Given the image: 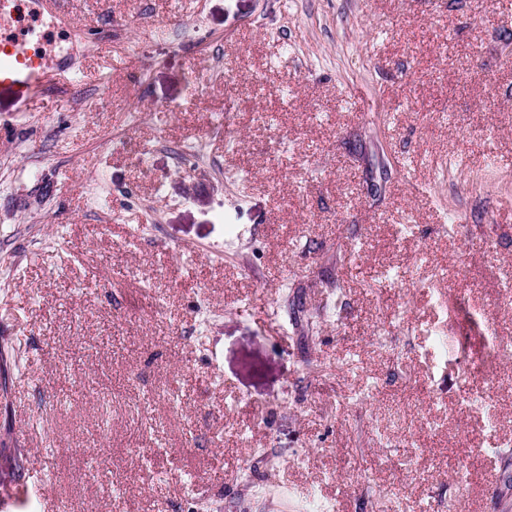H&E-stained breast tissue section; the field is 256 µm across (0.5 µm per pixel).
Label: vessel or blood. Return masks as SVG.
I'll return each instance as SVG.
<instances>
[{"instance_id":"1","label":"vessel or blood","mask_w":512,"mask_h":512,"mask_svg":"<svg viewBox=\"0 0 512 512\" xmlns=\"http://www.w3.org/2000/svg\"><path fill=\"white\" fill-rule=\"evenodd\" d=\"M20 5L21 0H0V90H14L18 111L27 112L44 86L49 69L65 73L73 68L74 61L65 55L51 66L29 46L30 36L37 31L67 26L68 17L60 0H35L28 25L14 29L6 20L13 17Z\"/></svg>"}]
</instances>
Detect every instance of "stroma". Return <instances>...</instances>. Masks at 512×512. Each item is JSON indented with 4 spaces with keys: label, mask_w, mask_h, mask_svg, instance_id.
I'll use <instances>...</instances> for the list:
<instances>
[{
    "label": "stroma",
    "mask_w": 512,
    "mask_h": 512,
    "mask_svg": "<svg viewBox=\"0 0 512 512\" xmlns=\"http://www.w3.org/2000/svg\"><path fill=\"white\" fill-rule=\"evenodd\" d=\"M0 92V512H512V0H65Z\"/></svg>",
    "instance_id": "1"
}]
</instances>
